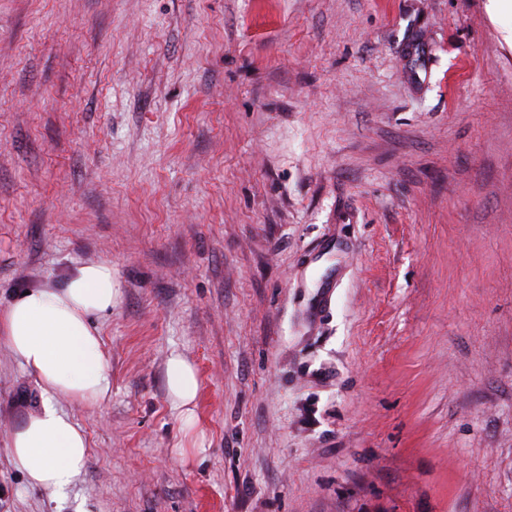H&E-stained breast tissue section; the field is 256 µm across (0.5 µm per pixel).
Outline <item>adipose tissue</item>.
<instances>
[{
  "label": "adipose tissue",
  "mask_w": 512,
  "mask_h": 512,
  "mask_svg": "<svg viewBox=\"0 0 512 512\" xmlns=\"http://www.w3.org/2000/svg\"><path fill=\"white\" fill-rule=\"evenodd\" d=\"M113 296L111 265L89 263L63 285L28 289L0 316V341L45 394L41 409L10 440L12 461L31 485L61 493L85 468V434L56 401L98 403L108 396V360L91 319L111 311ZM165 375L174 409L186 426H193L198 392L193 367L175 354L166 363Z\"/></svg>",
  "instance_id": "obj_1"
}]
</instances>
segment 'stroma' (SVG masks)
<instances>
[{
  "mask_svg": "<svg viewBox=\"0 0 512 512\" xmlns=\"http://www.w3.org/2000/svg\"><path fill=\"white\" fill-rule=\"evenodd\" d=\"M90 262L86 467L0 346V512H512V9L0 0V313ZM166 384L174 409L179 411L184 424L192 427L195 423V400L198 392V379L191 364L180 354L167 360Z\"/></svg>",
  "mask_w": 512,
  "mask_h": 512,
  "instance_id": "1",
  "label": "stroma"
}]
</instances>
